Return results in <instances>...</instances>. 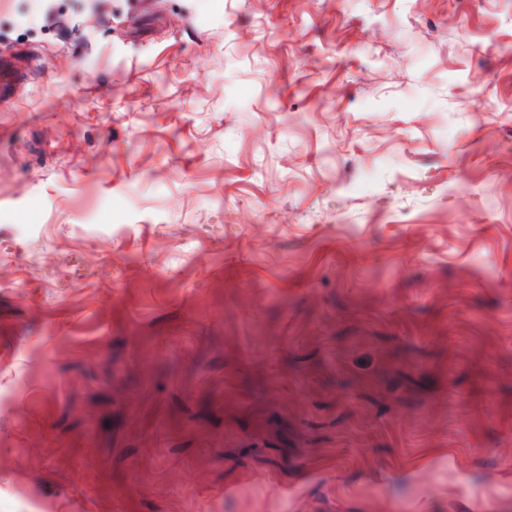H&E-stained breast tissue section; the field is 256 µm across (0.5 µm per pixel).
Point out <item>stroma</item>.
Instances as JSON below:
<instances>
[{"instance_id":"obj_1","label":"stroma","mask_w":512,"mask_h":512,"mask_svg":"<svg viewBox=\"0 0 512 512\" xmlns=\"http://www.w3.org/2000/svg\"><path fill=\"white\" fill-rule=\"evenodd\" d=\"M0 66V512H512V0H0Z\"/></svg>"}]
</instances>
